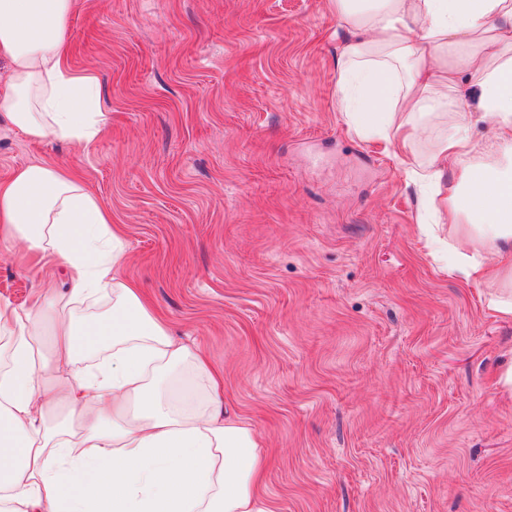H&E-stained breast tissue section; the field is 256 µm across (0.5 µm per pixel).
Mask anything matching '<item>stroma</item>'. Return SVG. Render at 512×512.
Wrapping results in <instances>:
<instances>
[{
  "instance_id": "stroma-1",
  "label": "stroma",
  "mask_w": 512,
  "mask_h": 512,
  "mask_svg": "<svg viewBox=\"0 0 512 512\" xmlns=\"http://www.w3.org/2000/svg\"><path fill=\"white\" fill-rule=\"evenodd\" d=\"M329 0H74L70 62L104 134L35 141L0 117V181L76 171L137 284L224 378L266 453L273 512H512V318L433 244L408 166L347 123ZM0 248V303L62 288Z\"/></svg>"
}]
</instances>
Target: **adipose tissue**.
Listing matches in <instances>:
<instances>
[{
  "label": "adipose tissue",
  "mask_w": 512,
  "mask_h": 512,
  "mask_svg": "<svg viewBox=\"0 0 512 512\" xmlns=\"http://www.w3.org/2000/svg\"><path fill=\"white\" fill-rule=\"evenodd\" d=\"M349 37L338 93L351 126L414 154L446 189L449 223L479 251L456 271L512 316V0H330ZM73 0H0V116L34 140L87 145L105 127L96 77L73 71ZM487 122L497 138L472 139ZM52 255L65 292L0 304V512H271L265 460L219 382L172 339L139 289L112 213L75 174L42 161L0 181V244ZM110 298L111 314L79 315ZM99 354L86 366L82 357Z\"/></svg>",
  "instance_id": "ef3b65f1"
}]
</instances>
